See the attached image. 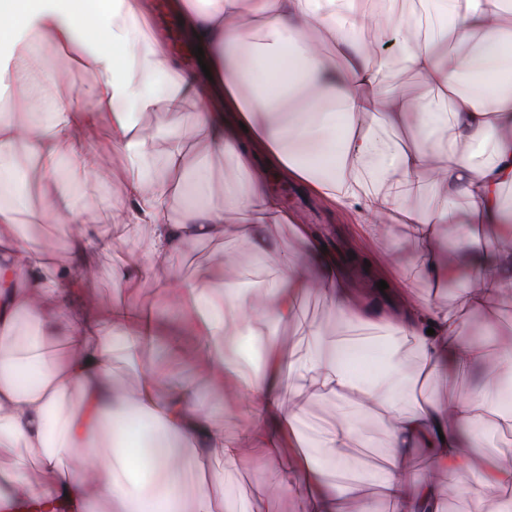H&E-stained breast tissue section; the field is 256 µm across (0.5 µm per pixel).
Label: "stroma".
Wrapping results in <instances>:
<instances>
[{"mask_svg": "<svg viewBox=\"0 0 512 512\" xmlns=\"http://www.w3.org/2000/svg\"><path fill=\"white\" fill-rule=\"evenodd\" d=\"M155 10L150 32L165 40L171 51L180 57L186 67H194L195 59L192 46L187 41L180 22L167 8V0H154ZM194 103H187L179 112H170L164 106H156L148 112H139L134 116L138 127L159 135L151 157V170L163 169L167 163L166 144L161 137L166 130L181 132L185 153L189 163L203 162L209 167L211 182L220 183L235 177L236 172L222 156L207 151V137L204 131L196 127L194 121ZM274 192H285L284 203L290 210L300 213L306 223L319 227L329 250L337 258L344 259L345 246L349 239L350 226L345 221L332 217L320 200L308 194L302 187L276 178L270 183ZM102 230L108 234L111 245L107 250L96 252L95 262L99 269L97 280L87 289L90 300L104 308L120 302L131 310L143 313L158 325L173 326L175 316L160 288L168 268H176L188 279L198 277L199 273L211 266L223 262L225 253H237V268L225 271L228 282L250 276L264 282L272 275L279 264L281 252H290L296 264H304L306 253L303 246L293 235L290 225L272 224L264 228L263 239L266 243L261 252L245 247L237 233L236 225H228L223 240L210 241L193 239L188 241L180 252L173 256L169 267L163 268L151 264L143 265L136 287L125 289L112 279V271L121 267L127 258L143 253L148 238L147 227L125 231L115 235L110 224H103ZM297 316L300 322L314 325L323 335L346 337L361 335V328L355 327L339 314L335 307L324 297L317 294L302 296L298 301ZM461 338L465 341H480L488 348H495L505 338H512V302H497L488 310L467 314ZM168 337L145 347L140 357L144 362L153 364L160 379H167L176 373L182 382L193 385L197 393V402L205 411L211 413L217 424L223 427L225 434L232 435L249 429L253 417L246 402L226 398L214 392L208 383L196 378L192 367L198 357L195 337L184 336L180 339L179 350L175 355H167ZM486 381L483 371L474 369L464 373L443 374L416 387L399 389L400 398L416 396L440 401L456 400L481 388ZM347 415L346 408L336 406L331 401L313 402L306 406L301 419V443L312 455H319L318 432L323 428L340 426ZM371 432L367 440L355 447L345 448L349 462L348 480L353 484V492L342 503L343 512H360L363 505H370L375 512H390L391 507L376 490L364 479L372 468L383 465L389 452V436L380 411H373ZM193 484L187 485L185 496H193L196 482H205L216 512H260L263 506V493L272 484L285 482L290 486L288 494L282 500L281 512H302V500L295 491L297 475L291 469L289 457H281L274 463L251 457L236 470L225 471L224 462L219 455H211L192 472ZM441 484L450 486L451 491L443 498L440 512H502V499L486 488L475 485L471 475L441 472L437 475ZM468 484L472 493L462 496L454 493V486Z\"/></svg>", "mask_w": 512, "mask_h": 512, "instance_id": "1", "label": "stroma"}]
</instances>
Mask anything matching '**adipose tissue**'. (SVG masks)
Instances as JSON below:
<instances>
[{
	"mask_svg": "<svg viewBox=\"0 0 512 512\" xmlns=\"http://www.w3.org/2000/svg\"><path fill=\"white\" fill-rule=\"evenodd\" d=\"M366 2L170 0L190 41L204 51L205 76L186 72L150 34V0H0V85L25 72L40 86L39 95L24 102L32 119L0 109V159L34 162L41 207L30 223L63 215L72 257L71 264H55L40 242L20 235L15 209L0 206V446L23 450L10 469H0V512H37L46 500L58 512H90L94 488L111 496L118 512H184L190 461L217 451L228 470L259 451L269 462L292 453L307 512H340L347 489L341 449L364 428L357 414H349L344 426L324 434V457L314 459L298 440L300 412L285 411L284 398L341 404L353 394L362 407L381 408L387 419L390 453L377 477L381 495L396 512H439L443 488L434 474L469 467L472 449L483 442V415L492 412L497 393L488 385L442 404L404 402L395 390L449 368L478 366L492 379L512 366V342L492 357L482 344L460 337L462 313L512 297V212L500 207L501 188L512 184V89L493 92L486 84L512 79V0H433L448 20L438 35L447 47L441 56L418 39L415 22H400L402 56L424 81L416 97L386 92L388 61L370 54L367 42L381 20ZM328 41L351 49L344 64L326 54ZM46 43L78 55V67L67 77L69 92L56 89L60 77L41 53ZM88 69L99 80L87 87ZM154 75L162 78L155 87L149 83ZM190 101L211 152L230 161L240 178L218 185L222 207H187L177 214L171 208L178 194L173 176L184 164L183 138L167 133L168 170L145 173L156 136L137 129L131 115L159 103L176 112ZM106 123L112 141L101 145L96 132ZM409 125L419 137L407 148L391 133ZM487 140L494 159L475 167L461 146ZM66 167L88 182L132 174L123 184L125 208L108 221L117 227L147 224L151 235L146 257L130 258L113 273L125 288L135 287L143 261L163 266L188 240L223 239L227 214H239L240 236L252 248L259 245L258 227L291 225L310 260L298 266L283 258L278 276L260 294L227 286L220 264L193 281L170 273L162 284L180 325L205 352L196 375L251 399L254 423L247 431L225 436L198 409L191 386L162 384L154 366L141 362L137 350L160 335L157 324L121 306L81 303L96 268L92 256L108 240L98 216L82 208L63 179ZM273 173L302 184L331 209L353 214L358 246L376 251L370 266L388 283L381 296L346 277L311 225L269 189ZM421 173L448 194L468 198L466 238L488 229L506 241L489 257L479 288L462 295L452 310L421 302L414 277L380 248L381 224H400L424 251L429 287L461 274V266L433 246L436 226L450 218L447 203L421 213L402 202ZM314 289L347 320L407 344L414 365L388 352L368 377L353 367L361 352L356 345L336 341L321 352L296 355L283 351L271 334L263 366L241 373L233 353L237 338L254 335L260 318L293 324L298 295ZM58 335L67 354L42 358L39 346ZM117 342L142 377L130 402L112 390ZM127 408L162 416L146 435L147 450L127 442L121 422ZM104 439L112 453L102 460L96 448ZM415 448L431 467L413 474L406 461ZM34 462L43 480L28 479Z\"/></svg>",
	"mask_w": 512,
	"mask_h": 512,
	"instance_id": "obj_1",
	"label": "adipose tissue"
}]
</instances>
